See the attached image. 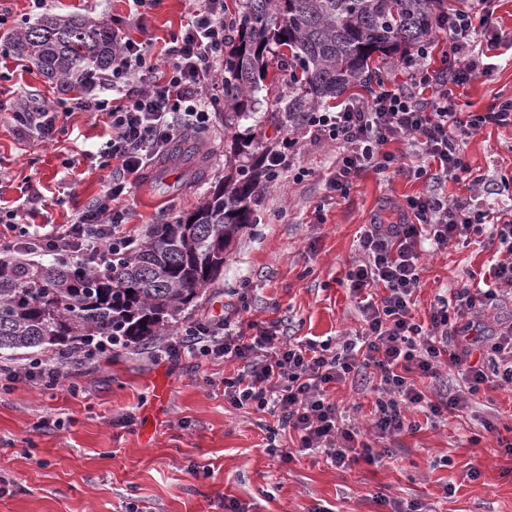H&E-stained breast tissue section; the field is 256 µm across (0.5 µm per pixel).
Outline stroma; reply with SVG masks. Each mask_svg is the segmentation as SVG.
<instances>
[{
	"label": "stroma",
	"mask_w": 512,
	"mask_h": 512,
	"mask_svg": "<svg viewBox=\"0 0 512 512\" xmlns=\"http://www.w3.org/2000/svg\"><path fill=\"white\" fill-rule=\"evenodd\" d=\"M8 17L0 26V104L11 110L30 99H62L56 82L12 56L6 42L18 27L37 22L28 0H0ZM45 13L79 14L115 23L135 40L165 38L190 20L187 0H157L144 19L126 0H47ZM477 47L497 69L460 91L469 112L512 98V49L480 36ZM273 93L256 95L255 119L264 126L263 148L289 155L307 177L280 176L264 188L257 208L262 223L247 225L230 246L224 274L203 293L195 310L171 329L199 319L230 318L233 328L277 324L290 340H338L359 333L362 319L341 280L359 259L365 224L405 218L407 197L437 193L465 197L470 184L427 183L408 176L357 178L346 197L329 198L326 183L336 167V145L316 141L306 127L276 130ZM64 135L49 143L19 135L0 119V205H22L39 192L28 221L67 224L105 188L109 169L94 155L107 129L87 112L60 115ZM216 113L211 130L184 134L203 162L193 179L185 167L161 157L144 171L127 204L126 227L146 238L152 225L174 222L224 183L233 134ZM473 174L512 179V127L486 126L464 149ZM498 249L486 237L425 253L415 294L417 320H427L439 297L475 283ZM233 363L203 356L158 359L150 344L109 352L95 365L69 369L52 390L0 380V512H224L236 499L242 512H391L395 501L429 504L433 512H512V455L498 445L512 437V389L490 392L462 416L428 423L385 441L387 465L364 462L342 470L322 454L280 461L269 444L292 447L277 420L224 398ZM331 399L353 421L367 426L374 394L370 381L333 385ZM60 423L39 428L42 416ZM495 432H486L485 423Z\"/></svg>",
	"instance_id": "stroma-1"
}]
</instances>
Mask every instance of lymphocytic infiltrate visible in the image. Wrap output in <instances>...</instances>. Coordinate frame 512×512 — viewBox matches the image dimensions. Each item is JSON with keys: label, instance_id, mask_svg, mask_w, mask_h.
Segmentation results:
<instances>
[{"label": "lymphocytic infiltrate", "instance_id": "1", "mask_svg": "<svg viewBox=\"0 0 512 512\" xmlns=\"http://www.w3.org/2000/svg\"><path fill=\"white\" fill-rule=\"evenodd\" d=\"M493 14V0H460L458 8L441 14L439 29L459 58L448 78L430 70L432 47L425 44L404 63L409 86L382 84L370 97L340 109L309 113L306 126L312 136L341 149L327 182L330 197H345L365 172L483 185V178L471 173L465 143L487 125L511 126L512 100L485 112H466L456 91L495 69L473 49L481 26ZM227 25L224 0H204L190 23L171 36L162 57L152 55L147 42H114L107 77L110 96L71 97L53 107L12 111L22 135L43 141L59 134V113L105 115L109 137L99 157L112 173L106 189L76 212L72 223L57 229H31L18 209L0 207V245L26 261L50 255L94 270L119 266L137 245L125 228L124 203L134 183L177 136L210 130L215 112L224 104ZM426 91L429 102H420ZM403 141L415 147L413 158L389 151V144ZM402 209L407 221L365 226L359 237L362 258L341 280L361 313L363 326L357 336L335 343L290 342L273 324L248 334L233 329L229 321L206 320L188 325L163 346L171 359L201 354L235 363V374L224 380L225 400L237 408L268 411L281 429L296 434V447L280 452L281 461L320 453L341 469L362 460L381 463L383 450L360 443L359 427L348 422L329 397L330 386L365 372L378 380L371 427L379 440L416 430L408 409L441 420L465 412L478 395L512 387V323L494 337L492 366L474 360L476 343L470 337L480 313L512 300V204L481 209L470 198L450 201L436 194L409 197ZM483 233L497 242L498 256L481 285L453 289L433 306L427 321H418L413 295L420 285L424 245L443 249ZM96 354L87 347L58 359L0 364V376L51 390L58 386L63 368ZM445 368L460 378L458 388L433 399L417 388L416 379H440Z\"/></svg>", "mask_w": 512, "mask_h": 512}]
</instances>
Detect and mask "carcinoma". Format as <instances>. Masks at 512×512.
Segmentation results:
<instances>
[{"label": "carcinoma", "instance_id": "1", "mask_svg": "<svg viewBox=\"0 0 512 512\" xmlns=\"http://www.w3.org/2000/svg\"><path fill=\"white\" fill-rule=\"evenodd\" d=\"M437 0H225L231 21L224 39V127L254 117L273 48L284 47L287 79L274 95L277 126L304 124L307 113L349 89L385 77L370 67L378 55L406 60L432 32ZM8 51L35 62L65 91L79 92L112 67V30L84 16L44 17L16 31ZM262 134L234 140L233 154L251 157ZM272 174L259 155L224 176L193 211L156 224L116 271L80 265L0 261V352L148 342L181 312L197 306L224 274L227 249L259 220V190Z\"/></svg>", "mask_w": 512, "mask_h": 512}]
</instances>
